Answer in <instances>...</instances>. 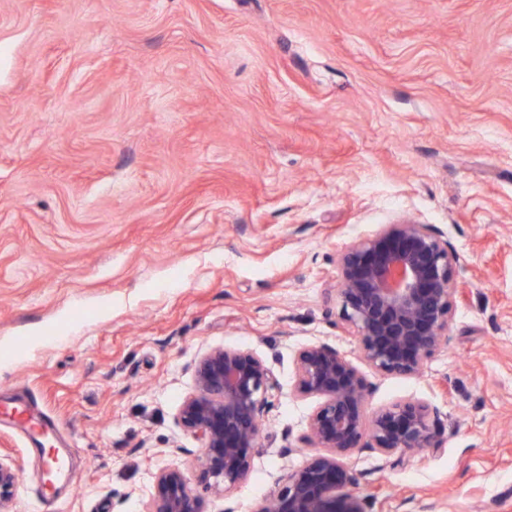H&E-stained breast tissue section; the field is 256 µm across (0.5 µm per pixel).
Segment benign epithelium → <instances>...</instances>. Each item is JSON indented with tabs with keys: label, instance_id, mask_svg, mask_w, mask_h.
<instances>
[{
	"label": "benign epithelium",
	"instance_id": "obj_1",
	"mask_svg": "<svg viewBox=\"0 0 512 512\" xmlns=\"http://www.w3.org/2000/svg\"><path fill=\"white\" fill-rule=\"evenodd\" d=\"M458 263L438 229L416 222L388 224L338 255L342 318L366 363L385 375L414 376L448 342ZM294 365L296 392L318 399L304 436L316 452L271 493L273 512H371L354 492L358 479L344 456L357 448L389 457L441 447L439 410L423 401L393 404L366 421L367 385L336 347L305 346ZM273 384L251 351L212 349L195 361L177 419L199 442L200 481L214 493L226 495L248 477ZM16 488L15 468L0 459V512H12ZM143 512H204L203 500L179 468L166 467Z\"/></svg>",
	"mask_w": 512,
	"mask_h": 512
}]
</instances>
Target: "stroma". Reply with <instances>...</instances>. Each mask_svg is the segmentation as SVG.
Instances as JSON below:
<instances>
[{"mask_svg": "<svg viewBox=\"0 0 512 512\" xmlns=\"http://www.w3.org/2000/svg\"><path fill=\"white\" fill-rule=\"evenodd\" d=\"M448 236L463 294L419 375L361 358L336 261L384 225ZM357 363L367 415L436 407L442 445L345 462L372 512H512V0H0V457L42 512L43 454L79 449L63 512H142L195 482L177 420L224 346L274 373L248 479L258 512L317 400L294 359ZM143 512H204L203 500L178 467H166L155 476L153 491Z\"/></svg>", "mask_w": 512, "mask_h": 512, "instance_id": "35a3bbf8", "label": "stroma"}]
</instances>
